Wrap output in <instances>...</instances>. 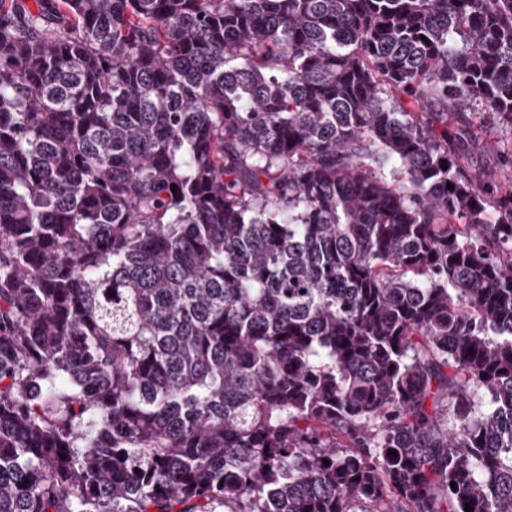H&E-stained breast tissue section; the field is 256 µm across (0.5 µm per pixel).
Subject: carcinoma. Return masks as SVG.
I'll use <instances>...</instances> for the list:
<instances>
[{"label": "carcinoma", "mask_w": 512, "mask_h": 512, "mask_svg": "<svg viewBox=\"0 0 512 512\" xmlns=\"http://www.w3.org/2000/svg\"><path fill=\"white\" fill-rule=\"evenodd\" d=\"M35 6L0 512H512V0ZM479 116L478 114L472 116L479 137L472 158L473 173L479 168L487 170L499 167L501 156L504 152H508L511 146V136L505 126L493 124Z\"/></svg>", "instance_id": "1"}]
</instances>
